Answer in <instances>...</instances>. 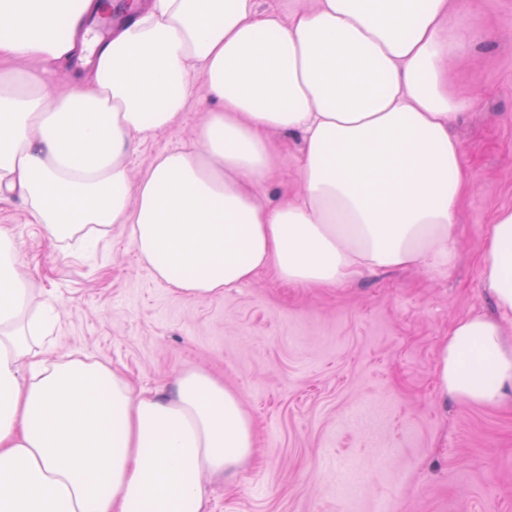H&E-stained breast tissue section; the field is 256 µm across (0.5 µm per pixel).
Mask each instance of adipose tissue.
Segmentation results:
<instances>
[{
	"instance_id": "ef3b65f1",
	"label": "adipose tissue",
	"mask_w": 512,
	"mask_h": 512,
	"mask_svg": "<svg viewBox=\"0 0 512 512\" xmlns=\"http://www.w3.org/2000/svg\"><path fill=\"white\" fill-rule=\"evenodd\" d=\"M105 0H0V202L19 197L53 243L94 245L115 224L174 292L208 298L270 271L333 287L366 272L441 269L467 187L443 60L448 0H317L281 15L261 0H146L108 38ZM95 57L64 91L46 68ZM202 83L192 143L139 179L137 144L168 128ZM303 136L304 190L275 208L254 187L276 170L271 131ZM512 315V208L481 256ZM500 317V319H501ZM58 315L35 301L18 243L0 229V512H206V481L254 452L237 394L187 370L134 390L100 362L51 359ZM500 319L457 320L439 348L442 395H512Z\"/></svg>"
}]
</instances>
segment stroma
<instances>
[{
    "label": "stroma",
    "instance_id": "1",
    "mask_svg": "<svg viewBox=\"0 0 512 512\" xmlns=\"http://www.w3.org/2000/svg\"><path fill=\"white\" fill-rule=\"evenodd\" d=\"M448 32L473 40L444 62L468 185L443 271L378 272L333 288L264 273L188 298L153 276L128 225L94 249L67 248L20 200L0 204L34 294L59 312L49 357L102 362L138 389L201 369L238 394L254 454L233 483L208 481L207 512H512V396L482 405L436 385L452 323L496 313L480 258L498 210L512 207V0H451ZM202 96L195 90L174 125L138 145L133 178L193 140ZM273 138L277 171L256 186L271 207L303 189L301 135Z\"/></svg>",
    "mask_w": 512,
    "mask_h": 512
}]
</instances>
